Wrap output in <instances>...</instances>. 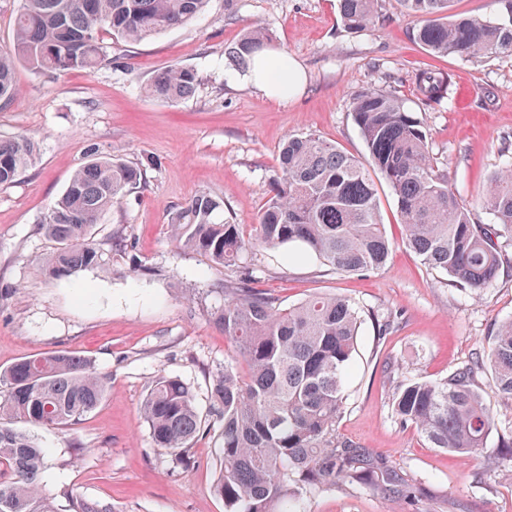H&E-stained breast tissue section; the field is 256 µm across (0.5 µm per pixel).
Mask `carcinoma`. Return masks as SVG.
<instances>
[{
    "label": "carcinoma",
    "instance_id": "obj_1",
    "mask_svg": "<svg viewBox=\"0 0 512 512\" xmlns=\"http://www.w3.org/2000/svg\"><path fill=\"white\" fill-rule=\"evenodd\" d=\"M13 46L0 50V100L16 91L17 63L53 74L90 71L107 60L101 34L129 42L164 34L188 23L208 0H21ZM382 0H339L344 29L375 25ZM453 0H399L416 18L414 40L431 56L471 60L512 56V23L451 13ZM275 49L269 30L250 26L228 49L246 67ZM416 84L427 102L445 99L451 75L420 70ZM202 78L172 66L153 77L145 92L178 103ZM365 145L355 157L314 134L286 138L280 176L257 223L244 229L224 214V201L201 193L171 218L175 242L205 256L214 267L242 263L257 245L292 247L337 273L382 270L392 249L381 224L373 175L390 187L404 228V243L423 264L445 272L456 286L481 293L496 280L502 255L512 245V163L493 174L483 205L493 222L478 224L459 202L448 177L436 169L429 134L394 94L364 90L351 105ZM26 136L0 138V187L13 183L35 157ZM143 169L89 148V160L71 176L49 209L41 233L55 251L38 272L68 276L105 264L93 240L101 216L141 183ZM212 320L234 342L245 364H229L210 385L212 408L223 421L221 461L213 493L224 512H301L299 495L360 483L384 495L407 498L409 486L375 453L338 436L344 387L352 367L360 320L351 301L311 296L282 308L275 298L242 286L227 288ZM489 369L498 391L512 398V320L498 325L487 350L437 381L399 387L393 407L433 448L473 455L494 427L478 372ZM107 378L90 360L66 351L25 357L0 371V512H57L40 489L46 452L18 423L66 428L98 407ZM142 416L152 440L185 464V453L205 426L191 388L161 376ZM69 512H112L73 494Z\"/></svg>",
    "mask_w": 512,
    "mask_h": 512
}]
</instances>
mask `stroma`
<instances>
[{"label": "stroma", "mask_w": 512, "mask_h": 512, "mask_svg": "<svg viewBox=\"0 0 512 512\" xmlns=\"http://www.w3.org/2000/svg\"><path fill=\"white\" fill-rule=\"evenodd\" d=\"M255 22L304 73L287 99L257 91L224 54ZM415 25L397 0H383L375 26L357 33L343 30L337 0H209L189 24L164 35L105 37L108 59L94 70L53 75L18 66L16 93L0 101V136L32 138L37 155L0 187V369L66 350L89 358L109 382L100 405L71 429L31 430L47 453L40 483L57 512H67L73 492L113 512H224L212 490L218 429L193 442V463L181 469L154 445L141 409L165 374L188 384L209 416L214 374L238 360L211 310L244 278L285 307L314 294L356 305L361 326L338 434L382 457L415 490L408 500L348 484L300 500L302 512H512V465L496 454L498 431L512 427V398L498 393L489 374L478 383L497 431L476 455L428 447L392 408L402 384L469 364L512 318L511 248L492 288L477 296L456 288L401 243L397 204L384 183L379 212L395 246L384 270L363 275L261 246L242 267L215 268L180 249L170 224L203 192L223 199L236 223H255L286 136L313 133L363 155L350 109L368 89L393 93L415 113L459 201L475 222L490 223L488 179L512 157V57H432L414 41ZM426 65L454 76L441 103L419 98L415 75ZM170 66L198 71L194 96L168 103L145 93ZM91 146L139 165L143 179L95 228L106 265L41 276L37 264L54 245L40 224Z\"/></svg>", "instance_id": "1"}]
</instances>
